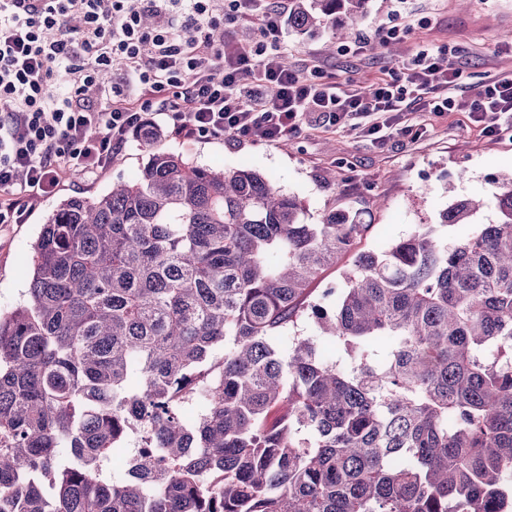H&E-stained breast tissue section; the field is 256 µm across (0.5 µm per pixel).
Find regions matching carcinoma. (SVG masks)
<instances>
[{"mask_svg": "<svg viewBox=\"0 0 512 512\" xmlns=\"http://www.w3.org/2000/svg\"><path fill=\"white\" fill-rule=\"evenodd\" d=\"M364 2L289 0L288 25L344 41ZM159 137L139 135L137 173L47 215L0 314V512H512V174L496 223L419 224L319 302L367 225ZM308 315L348 359L297 335L279 354ZM352 261V256L347 255L343 257L337 264L336 269H329L325 272L323 277L313 282L310 285V288H313L311 291H313V297H315L318 292L320 291V288H329L331 286L336 287H343L344 284V277L343 272L350 266Z\"/></svg>", "mask_w": 512, "mask_h": 512, "instance_id": "1", "label": "carcinoma"}]
</instances>
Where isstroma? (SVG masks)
Listing matches in <instances>:
<instances>
[{"instance_id": "35a3bbf8", "label": "stroma", "mask_w": 512, "mask_h": 512, "mask_svg": "<svg viewBox=\"0 0 512 512\" xmlns=\"http://www.w3.org/2000/svg\"><path fill=\"white\" fill-rule=\"evenodd\" d=\"M405 27L395 43L408 56L427 42L446 44L459 52L464 79L454 93L474 96L487 77L512 71V56L500 53L512 41V0H367L355 26L368 43L376 30ZM292 65L311 56L324 58L338 79L369 83L387 71L381 56L368 51H326L327 33L301 34L284 27ZM404 124L418 125L416 137L394 135L373 143L350 127L306 126L287 143H253L229 138L186 141L162 132L158 149L182 155L199 165L246 166L269 177L283 192L303 201L309 214L325 209L350 211L367 225L354 251L381 249L409 235L420 224H434L438 213L459 196L493 200L496 177L512 169V128L484 136L469 113L437 117L408 112ZM121 164L96 173L74 172L51 196L35 202L21 224H0V313L11 311L28 287L32 245L47 213L70 196L93 198L119 176L135 174L145 156L137 138L121 151Z\"/></svg>"}]
</instances>
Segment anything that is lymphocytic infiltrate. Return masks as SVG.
Instances as JSON below:
<instances>
[{
    "mask_svg": "<svg viewBox=\"0 0 512 512\" xmlns=\"http://www.w3.org/2000/svg\"><path fill=\"white\" fill-rule=\"evenodd\" d=\"M229 8L221 20L210 0H0V224L24 223L69 171L105 168L130 135L157 131L153 112L186 141L277 142L312 116L334 126L370 118L371 138L393 127L412 135L396 124L411 108L512 124V73L456 96L464 67L450 46L423 45L369 84H339L316 60L283 66L286 0ZM241 20L257 38L226 37L225 24ZM61 69L74 76L65 90L54 84Z\"/></svg>",
    "mask_w": 512,
    "mask_h": 512,
    "instance_id": "lymphocytic-infiltrate-1",
    "label": "lymphocytic infiltrate"
}]
</instances>
